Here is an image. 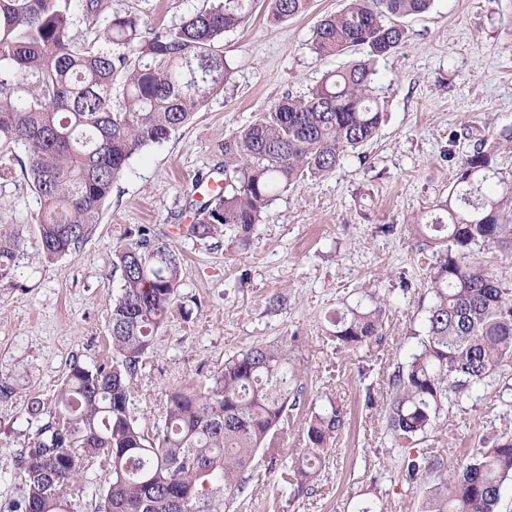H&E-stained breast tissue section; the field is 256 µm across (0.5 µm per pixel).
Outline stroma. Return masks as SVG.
Listing matches in <instances>:
<instances>
[{
  "label": "stroma",
  "mask_w": 512,
  "mask_h": 512,
  "mask_svg": "<svg viewBox=\"0 0 512 512\" xmlns=\"http://www.w3.org/2000/svg\"><path fill=\"white\" fill-rule=\"evenodd\" d=\"M100 18L132 13L168 27L205 0H98ZM346 0H310L304 13L279 24L255 0L249 21L224 37L231 76L208 108L160 145L132 156L113 184L100 224L73 253L45 260L33 216L37 198L20 168L0 176V229L26 245L12 280L0 281V512L23 494L18 458L44 418L28 413L32 399L52 406L73 363H109L107 311L120 294L112 274L117 245L150 227L182 259L181 299L155 336L132 379L137 414L161 423L169 391L200 382L225 359L257 342L283 337L309 401L342 407L346 425L329 447V463L312 490L295 492L279 469L257 454L244 492L226 512H419L424 486L399 480L400 456L385 428L387 377L415 351L433 300L432 249H420L416 224L446 198L457 162L473 144L499 141L496 170L512 181V0H435L424 15L403 18L409 37L379 61L385 122L335 171L274 197L247 248L229 236L198 239L184 230L201 195L191 184L215 165L211 148L285 95H300L360 51L320 57L310 42L318 21ZM287 295L286 307L268 300ZM385 298L380 343L341 351L330 313L368 294ZM512 366L449 406L416 442L456 467L477 448L512 436Z\"/></svg>",
  "instance_id": "stroma-1"
}]
</instances>
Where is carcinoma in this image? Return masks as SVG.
Wrapping results in <instances>:
<instances>
[{"instance_id": "carcinoma-1", "label": "carcinoma", "mask_w": 512, "mask_h": 512, "mask_svg": "<svg viewBox=\"0 0 512 512\" xmlns=\"http://www.w3.org/2000/svg\"><path fill=\"white\" fill-rule=\"evenodd\" d=\"M71 0H0V148L16 158L38 203L39 248L52 261L79 247L100 223L112 184L130 158L168 140L224 89L231 68L224 34L242 26L246 0H212L174 28L114 14L106 48L70 35ZM270 19L302 13L308 0H267ZM434 0H348L318 23L320 56L361 48L365 57L330 71L305 95H286L217 144L224 185L206 195L187 234L231 231L247 245L263 210L279 193L316 180L373 139L385 120L379 60L406 41L400 19L427 12ZM495 151L480 141L463 154L457 184L439 202L444 216L416 225L420 246H436L433 302L416 352L389 376L386 427L398 448L426 434L445 407L512 363V292L475 258V248L512 252V182L490 180ZM26 240L0 230V281L9 280ZM121 295L108 313L112 364L75 362L54 407L34 400L29 413L52 422L20 454V512H79L71 493L84 464L100 455L109 470L96 512H224L243 493L263 450L282 460L288 412L306 404L300 371L284 337L229 357L200 389L168 394L163 436L145 432L133 407L131 379L153 336L182 309L181 258L143 229L115 251ZM386 301L350 307L331 318L336 348L357 350L382 338ZM345 426L332 401L311 409L305 448L291 458L285 483L302 489L319 477L330 441ZM444 469L441 457L407 454L401 480L413 488ZM512 477V438L478 449L427 488L421 512H496Z\"/></svg>"}]
</instances>
